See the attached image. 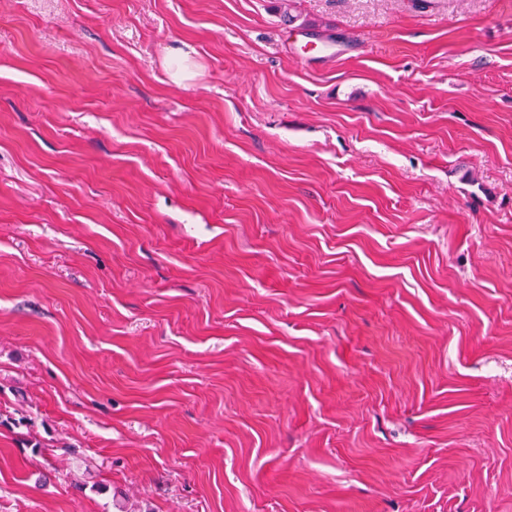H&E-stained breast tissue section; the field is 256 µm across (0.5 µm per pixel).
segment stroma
Here are the masks:
<instances>
[{"mask_svg": "<svg viewBox=\"0 0 512 512\" xmlns=\"http://www.w3.org/2000/svg\"><path fill=\"white\" fill-rule=\"evenodd\" d=\"M292 12L0 0V512H512V0Z\"/></svg>", "mask_w": 512, "mask_h": 512, "instance_id": "1", "label": "stroma"}]
</instances>
